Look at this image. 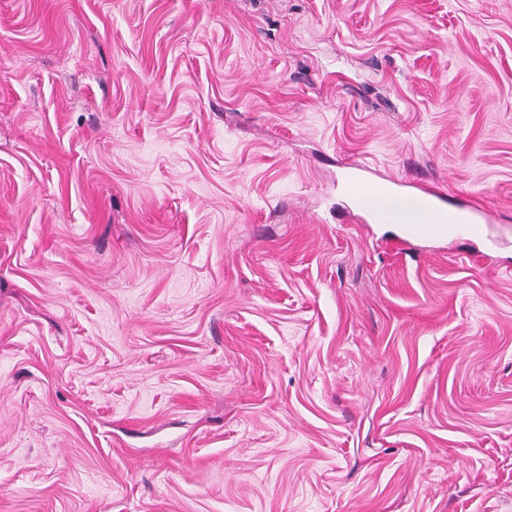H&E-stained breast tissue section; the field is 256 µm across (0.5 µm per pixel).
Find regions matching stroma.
Returning a JSON list of instances; mask_svg holds the SVG:
<instances>
[{"mask_svg":"<svg viewBox=\"0 0 512 512\" xmlns=\"http://www.w3.org/2000/svg\"><path fill=\"white\" fill-rule=\"evenodd\" d=\"M0 512H512V0H0ZM418 197L428 202L430 223L419 204L412 198L400 197L393 194H373L362 196L363 207L372 212L389 213L394 217L391 224H386L406 235L442 234L436 224H447L448 235L453 234L457 225V215L463 210H450L440 203L439 193L431 187H422ZM443 235V236H448Z\"/></svg>","mask_w":512,"mask_h":512,"instance_id":"35a3bbf8","label":"stroma"}]
</instances>
